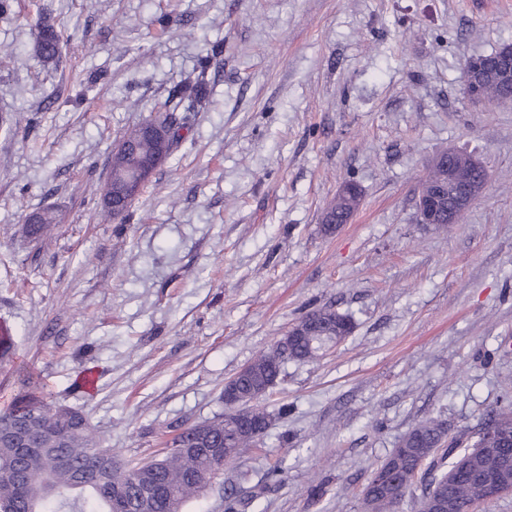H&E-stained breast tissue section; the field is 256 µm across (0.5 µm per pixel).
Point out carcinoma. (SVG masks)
Here are the masks:
<instances>
[{
    "label": "carcinoma",
    "mask_w": 512,
    "mask_h": 512,
    "mask_svg": "<svg viewBox=\"0 0 512 512\" xmlns=\"http://www.w3.org/2000/svg\"><path fill=\"white\" fill-rule=\"evenodd\" d=\"M36 31L34 51L44 64L59 60L62 50L61 34L53 18L40 14L34 18ZM221 53L216 47L201 59L197 74L191 80L176 85L169 98L188 102L187 111L203 103L208 95V71L213 58ZM501 86L496 74H488L482 85L484 101H499ZM157 126L171 131L165 142L146 133ZM187 119L166 109L145 123L127 131L112 152V193L116 205L104 207L101 221H126L132 200L128 199L125 178L147 167L156 170L152 162L169 158L173 145L185 138ZM362 194L342 198L329 206L337 222L352 216ZM56 217L48 212L37 214V223L28 225L30 235L49 234ZM309 328L278 340L268 351L248 365L249 373L241 377L243 390L257 392L251 406V422L261 429L271 421L262 406L261 388L281 374L287 359H314L337 338L339 328L350 316L332 307L310 312ZM22 391L5 410L0 411V435L20 428L45 452L18 459L13 448L0 441V507L11 512H179L184 502L198 495L207 483L212 461L198 452L200 448H247L249 440L226 423L220 414L205 422L204 434L189 427L173 442L184 451L172 454L156 464L157 471L148 475L154 493L144 497L139 483L117 492L113 480L122 476L124 468L117 465L112 451L98 447L88 419L80 412L58 405L38 392V383L28 374L21 381ZM495 429L512 434V409H504L488 419L474 433V441L462 448L460 438H451L443 423L426 420L408 430L398 446L373 471L363 488L364 512H396L400 504L395 491L420 483L425 493L419 512H429L431 502L439 498L448 505V512H470L471 507L484 500L480 474L500 472L512 485V441L485 439V433Z\"/></svg>",
    "instance_id": "cac0c4a2"
}]
</instances>
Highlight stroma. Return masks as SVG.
<instances>
[{
    "instance_id": "obj_1",
    "label": "stroma",
    "mask_w": 512,
    "mask_h": 512,
    "mask_svg": "<svg viewBox=\"0 0 512 512\" xmlns=\"http://www.w3.org/2000/svg\"><path fill=\"white\" fill-rule=\"evenodd\" d=\"M73 35L57 63L30 20ZM168 25H161V18ZM206 108L100 221L112 152L212 45ZM512 43V0H13L0 15V410L26 374L129 467L224 411V383L307 312L355 329L287 360L272 425L182 512H361L419 422L467 437L512 404V103L473 105L468 57ZM489 181L460 224L419 223L437 152ZM358 210L322 213L345 181ZM51 210L50 237L27 236ZM92 370L95 382L80 378Z\"/></svg>"
}]
</instances>
